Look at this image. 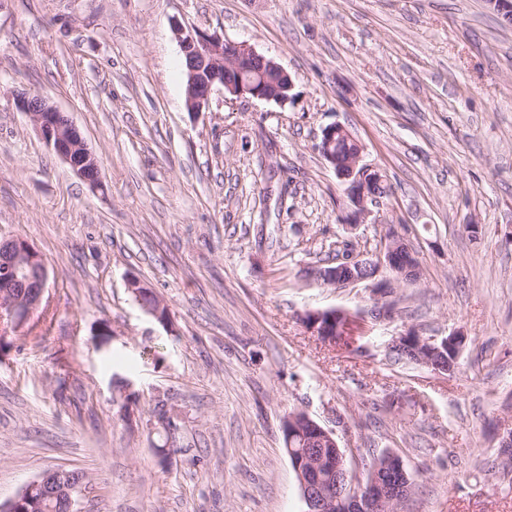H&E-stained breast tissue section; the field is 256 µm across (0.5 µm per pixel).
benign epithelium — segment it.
Listing matches in <instances>:
<instances>
[{
	"instance_id": "benign-epithelium-1",
	"label": "benign epithelium",
	"mask_w": 512,
	"mask_h": 512,
	"mask_svg": "<svg viewBox=\"0 0 512 512\" xmlns=\"http://www.w3.org/2000/svg\"><path fill=\"white\" fill-rule=\"evenodd\" d=\"M181 51L187 62L185 88L186 106L193 113L209 107L212 93L220 89L233 98L250 97L284 104L285 92L293 88L288 73L276 61L258 54L250 45L224 38L214 32L174 26ZM18 108L29 114L44 141L67 162L89 187L101 186V163L91 153L72 121L40 94H21ZM351 133L340 124L322 131L319 149L328 160L334 159L336 138H348ZM364 148L349 162L354 177L350 202L353 208L346 215L348 224H363L371 214L367 203L366 176L378 171L364 162ZM410 251L399 234L391 231L384 245V261L396 254ZM376 271L365 277H345L341 270L324 268L319 276L337 288L355 286L372 279ZM47 270L41 255L23 239L0 238V320H8L13 328L23 326L40 307L46 290ZM309 327L328 340L344 334L350 320L342 311L307 313ZM464 336L455 333L441 339L424 337L414 331L394 340L393 349L410 352L414 361L440 373L453 370ZM285 427L300 435L302 440L319 439L328 443L322 448L309 445L290 449L294 470L298 476L306 512H397L398 505L410 492V481L401 458L393 453L383 456L366 482H355L346 451L340 448L335 433L306 416L287 419ZM390 474L387 479L379 472ZM86 477L75 470L52 469L26 484L9 503L0 504V512H23V506L36 499L56 498L69 512H79L81 497L86 492Z\"/></svg>"
}]
</instances>
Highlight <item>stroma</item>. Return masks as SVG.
Masks as SVG:
<instances>
[{
    "label": "stroma",
    "instance_id": "obj_1",
    "mask_svg": "<svg viewBox=\"0 0 512 512\" xmlns=\"http://www.w3.org/2000/svg\"><path fill=\"white\" fill-rule=\"evenodd\" d=\"M177 23L278 62L292 100L218 91L189 112ZM20 93L70 117L103 189ZM335 123L391 186L356 226L318 150ZM391 231L420 276L390 318L370 283L316 279L348 244L379 259ZM0 236L48 269L0 350V503L67 468L90 481L82 512H304L283 435L301 411L354 471L403 460L400 512H512V28L484 0H0ZM330 309L362 316L349 343L301 320ZM411 329L462 332L455 371L395 362ZM17 106L29 114L42 139L70 165L80 179L92 189L101 186L100 160L88 150L68 116L39 94L22 93L17 98Z\"/></svg>",
    "mask_w": 512,
    "mask_h": 512
}]
</instances>
